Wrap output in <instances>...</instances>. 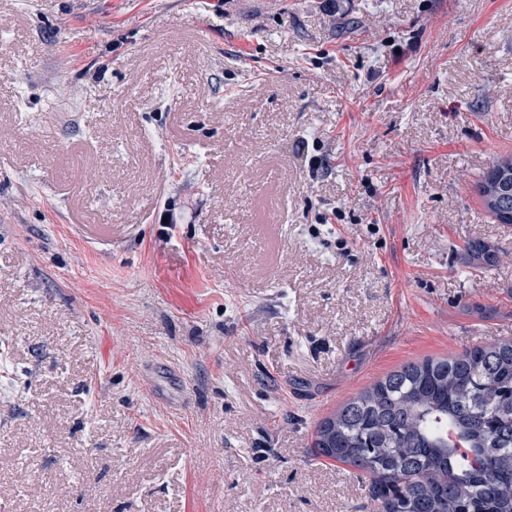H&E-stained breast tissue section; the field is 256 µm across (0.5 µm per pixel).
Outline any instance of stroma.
Instances as JSON below:
<instances>
[{
  "mask_svg": "<svg viewBox=\"0 0 512 512\" xmlns=\"http://www.w3.org/2000/svg\"><path fill=\"white\" fill-rule=\"evenodd\" d=\"M507 156L512 0H0V506L372 512L315 430L512 338ZM477 193L485 209L496 221L512 224L511 156L500 157L492 162L477 186ZM506 213L509 217L505 216Z\"/></svg>",
  "mask_w": 512,
  "mask_h": 512,
  "instance_id": "stroma-1",
  "label": "stroma"
}]
</instances>
